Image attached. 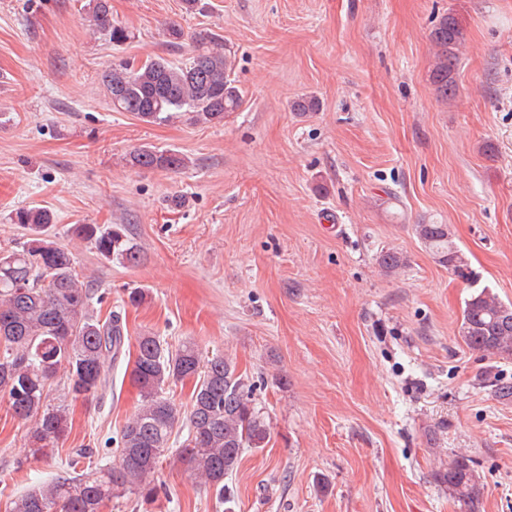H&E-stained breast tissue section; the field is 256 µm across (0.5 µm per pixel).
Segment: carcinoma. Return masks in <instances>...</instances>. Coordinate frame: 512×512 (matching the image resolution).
<instances>
[{
    "mask_svg": "<svg viewBox=\"0 0 512 512\" xmlns=\"http://www.w3.org/2000/svg\"><path fill=\"white\" fill-rule=\"evenodd\" d=\"M110 0H88L85 20L106 31L114 43L127 39L125 29L110 23ZM434 49L431 81L443 102L456 98L455 71L465 42L454 16L440 17L430 32ZM233 63L215 32L195 36L192 55L182 63L163 56L141 64L124 62L103 74V84L117 112H129L145 123L169 122L185 115L196 122L216 124L237 111L242 98L231 79ZM187 163L173 151L141 147L129 153L133 169L177 171ZM12 221L29 231L20 246L0 250V391L15 417L32 422L28 439L33 456L47 455L68 432L64 401L96 396L106 384V368L123 344L121 318L101 321L91 309L93 294L76 269L72 251L52 240L55 223L45 207L23 208ZM414 232L435 261L452 274L468 279V260L446 224H416ZM72 238L86 243L107 261L127 267L140 264V248L125 224H75ZM378 264L394 273L407 264L403 253L389 249ZM460 335L471 349L512 356V305L488 289L464 301ZM64 376L63 402L50 400L52 382ZM140 392L139 409L120 432L118 460L96 470H80V458L70 459L71 476L40 485L10 502L9 512H101L105 502L128 491L147 497L174 428L180 422L166 388L194 380L192 406L186 416L183 461L201 484L233 512L231 489L225 479L237 469L246 449L264 448L269 426L253 403L254 384L237 373L236 363L222 355L203 357L186 342L176 351L158 336L138 337L136 357L128 372ZM465 512H480L483 485L469 459H456L440 475Z\"/></svg>",
    "mask_w": 512,
    "mask_h": 512,
    "instance_id": "obj_1",
    "label": "carcinoma"
}]
</instances>
